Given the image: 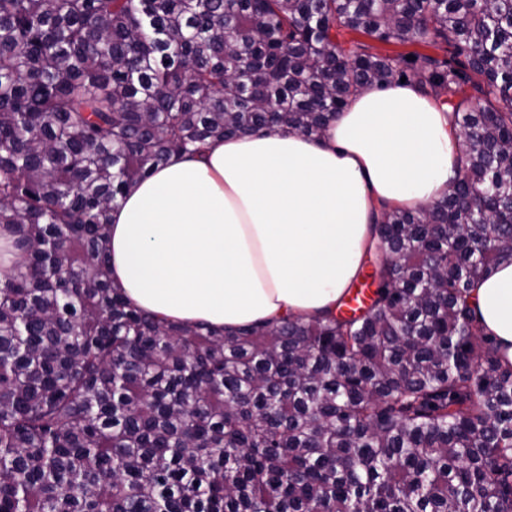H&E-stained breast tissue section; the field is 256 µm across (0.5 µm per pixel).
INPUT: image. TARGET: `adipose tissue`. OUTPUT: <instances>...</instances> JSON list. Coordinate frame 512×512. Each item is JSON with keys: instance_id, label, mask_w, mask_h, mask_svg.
Wrapping results in <instances>:
<instances>
[{"instance_id": "1", "label": "adipose tissue", "mask_w": 512, "mask_h": 512, "mask_svg": "<svg viewBox=\"0 0 512 512\" xmlns=\"http://www.w3.org/2000/svg\"><path fill=\"white\" fill-rule=\"evenodd\" d=\"M456 158L446 108L410 84L363 88L321 138L216 140L130 186L111 214L113 277L173 322L324 315L357 276L374 218L445 195ZM472 303L512 362V264L477 282Z\"/></svg>"}]
</instances>
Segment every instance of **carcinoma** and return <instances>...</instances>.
Listing matches in <instances>:
<instances>
[{
	"instance_id": "obj_1",
	"label": "carcinoma",
	"mask_w": 512,
	"mask_h": 512,
	"mask_svg": "<svg viewBox=\"0 0 512 512\" xmlns=\"http://www.w3.org/2000/svg\"><path fill=\"white\" fill-rule=\"evenodd\" d=\"M403 77L457 162L371 224L366 304L216 330L112 283L129 184ZM0 238V512H512V365L471 296L512 263V0H0ZM357 41H361L369 45L371 47L372 52L379 53L382 55L405 54L417 49L422 53H426L437 58L443 57V52L441 50L434 49L432 47L427 49H419L412 46H403L394 43L382 42L376 39L369 38L357 32L349 31L347 29H341L339 31H336V42H338L345 48L350 47L353 42Z\"/></svg>"
}]
</instances>
